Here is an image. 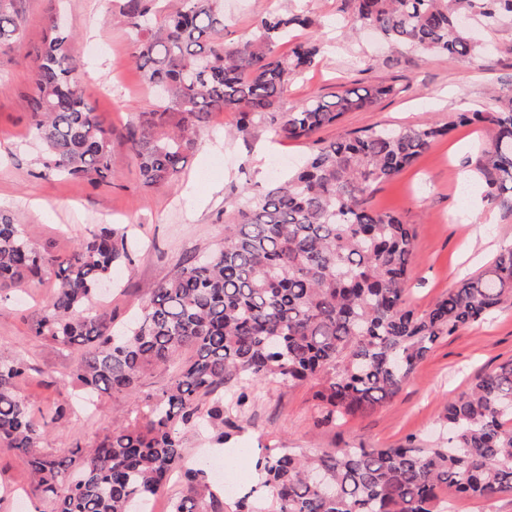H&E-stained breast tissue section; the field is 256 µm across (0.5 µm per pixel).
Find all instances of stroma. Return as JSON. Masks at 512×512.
I'll use <instances>...</instances> for the list:
<instances>
[{"instance_id": "1", "label": "stroma", "mask_w": 512, "mask_h": 512, "mask_svg": "<svg viewBox=\"0 0 512 512\" xmlns=\"http://www.w3.org/2000/svg\"><path fill=\"white\" fill-rule=\"evenodd\" d=\"M103 0H20L23 41L0 53V208L27 224L39 247L52 255L78 247L91 231L105 225L127 228L133 263L119 267L116 287L100 296L99 314L124 321L194 251L220 245L232 223L243 187L264 188L283 177L309 153L312 141L287 140L277 128L284 113L306 100L328 97L356 83L394 85L398 94L373 108L346 113L340 125L323 129L318 139L382 126L452 124L448 136L434 142L412 166L375 187L370 206L402 215L415 229L408 304L424 311L464 277L490 266L512 245V210L488 204L481 190L464 194L463 171H475L476 159L489 142L488 128L454 126L456 112L488 101L512 84V24L478 26L492 49L475 59L451 62L401 45H385L374 32L352 30L344 0H291L313 19L302 37L325 44L319 64L292 77L279 110L258 122L247 135L236 130L233 112L213 115L196 151L189 154L174 187H144L124 138L137 113L151 108L153 96L136 71L133 37L112 19ZM275 0H226L224 38L250 39L256 19ZM63 14L74 36L72 53L87 102L112 131V168L106 183L84 179L39 177L32 164L28 98L31 68L47 33L51 15ZM494 215L491 224L484 215ZM54 281H26L0 302V355L21 357L31 367L24 388L36 408L74 406L63 426L48 429L46 451L63 454L88 448L129 417L134 398L95 396L83 407L67 376L74 356L64 346L33 338L28 329L54 294ZM512 360V309L479 325L442 337L420 362L413 378L391 399L372 410L329 426L319 425L320 409L310 386H260L243 411H230L236 427L228 439L192 432L186 437L188 458L240 459L246 473L238 486L248 492L259 485L257 462L263 448H303L331 452L339 448H392L408 437L431 446L442 431L440 416L448 400L469 390L474 379ZM35 496L22 456L0 447V512H36Z\"/></svg>"}]
</instances>
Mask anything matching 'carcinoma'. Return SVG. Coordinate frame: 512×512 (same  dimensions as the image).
Returning <instances> with one entry per match:
<instances>
[{
    "label": "carcinoma",
    "instance_id": "cac0c4a2",
    "mask_svg": "<svg viewBox=\"0 0 512 512\" xmlns=\"http://www.w3.org/2000/svg\"><path fill=\"white\" fill-rule=\"evenodd\" d=\"M117 21L134 37L133 61L155 107L126 128L142 183L175 184L209 118L238 114L237 131L279 108L288 80L315 67L319 39L289 42L312 21L289 10L260 19L253 38L224 40L223 0H180L169 13L157 0H118ZM355 24L387 40L450 61L473 58L484 43L462 23L512 22V0H348ZM19 0H0V51L19 47ZM50 35L32 70L29 132L41 146L44 177L104 182L111 133L75 77L72 33L48 19ZM291 43L288 52L276 48ZM396 93L359 86L330 99L313 97L286 115L279 135L309 139ZM492 131L476 166L484 198L512 209V89L455 121L380 127L321 142L287 179L255 193L224 245L192 255L143 305L130 327L93 312L91 301L114 270L130 261L127 234L104 227L70 255L41 250L20 219L0 210V288L54 277L55 293L30 325L37 338L75 354L69 381L92 392L138 394L152 367L172 371L156 395L93 448L67 456L39 449L46 427L73 413L50 408L40 421L21 390L30 366L0 359V446L21 452L47 512H136L183 473L186 493L170 512H224L208 479L209 462L188 465L186 434L204 427L224 438V404L240 407L261 385L315 383L319 423L364 412L394 396L434 344L512 305V245L486 270L461 280L418 313L406 305L415 231L402 216L368 205L379 184L395 178L455 126ZM446 443L423 448L410 437L394 448L306 452L268 448L264 480L278 512H448L441 493L488 498L512 494V362L476 379L448 400L441 416Z\"/></svg>",
    "mask_w": 512,
    "mask_h": 512
}]
</instances>
